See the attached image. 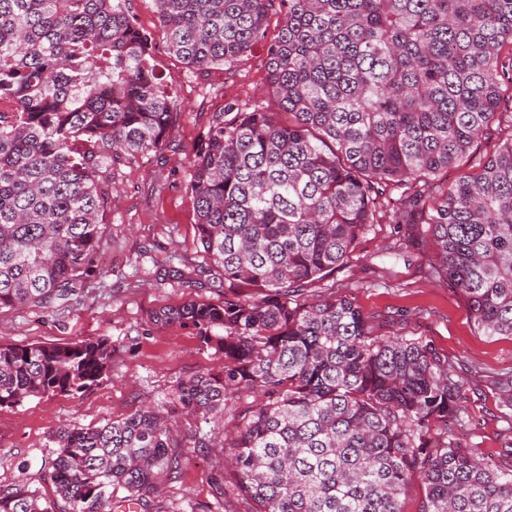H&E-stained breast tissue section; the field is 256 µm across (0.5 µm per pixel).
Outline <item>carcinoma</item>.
<instances>
[{"label": "carcinoma", "mask_w": 512, "mask_h": 512, "mask_svg": "<svg viewBox=\"0 0 512 512\" xmlns=\"http://www.w3.org/2000/svg\"><path fill=\"white\" fill-rule=\"evenodd\" d=\"M126 0H0V310H49L90 275L103 241V175L161 150L176 99ZM168 50L188 67L235 63L264 36L275 112H217L191 160L196 237L224 298L153 313L224 356L181 381L191 415L224 414L228 391L263 400L225 439L231 491L257 512H512V468L461 448L462 382L430 341L375 336L346 298L306 303L399 193L394 224H423L433 272L487 336H512V139L441 190L499 114L512 76V0H155ZM106 338L0 341V407L99 384ZM512 419V376L497 382ZM54 499L18 485L0 512H112L177 477L181 442L144 407L51 435Z\"/></svg>", "instance_id": "1"}]
</instances>
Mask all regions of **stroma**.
I'll list each match as a JSON object with an SVG mask.
<instances>
[{
	"instance_id": "1",
	"label": "stroma",
	"mask_w": 512,
	"mask_h": 512,
	"mask_svg": "<svg viewBox=\"0 0 512 512\" xmlns=\"http://www.w3.org/2000/svg\"><path fill=\"white\" fill-rule=\"evenodd\" d=\"M139 27L153 37L152 63L164 87L177 99L168 146L160 152L124 160L107 178L109 200L104 238L93 256V271L65 305L46 311H0V340L26 345L66 343L108 337L112 367L96 386L77 395L58 393L0 408V489L25 485L52 490L48 446L63 425L88 426L124 418L151 404L162 409L175 435L199 429L209 435L204 448L183 450L176 479L150 497L143 512H256L247 497L219 494L225 473L224 435L234 429L241 408L260 402L258 393L238 390L225 399L224 415L208 421L186 415L173 401L179 382L219 369L221 355L202 346L191 329L154 324L159 309L192 299L217 300L224 290L196 240L190 158L216 112H274L278 105L266 88L267 54L283 24L279 9L268 13L265 36L238 62L206 72L189 69L169 54L159 34L155 0H127ZM512 138V96L504 95L500 114L461 168L442 173L438 183L455 182L461 170L478 169L498 146ZM390 197L380 199L376 219L359 240L346 267L306 291L308 301L336 293L368 317L375 334L413 336L431 341L464 381L469 422L448 431L466 449L508 468L512 421L497 395L498 380L512 375V337L484 335L462 298L447 281L431 277L432 250L422 227L389 223ZM414 238L398 256L389 248L404 235ZM197 275L200 287L182 283Z\"/></svg>"
}]
</instances>
